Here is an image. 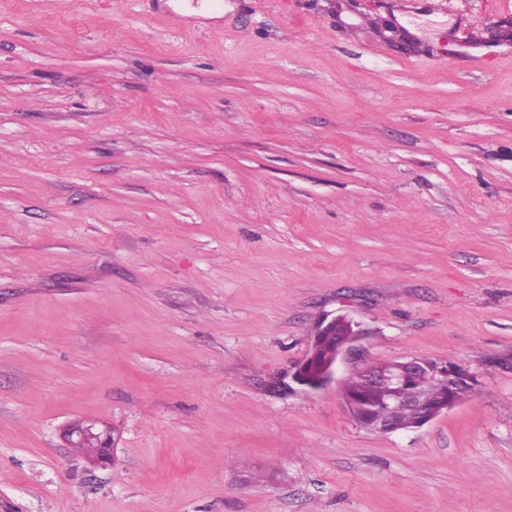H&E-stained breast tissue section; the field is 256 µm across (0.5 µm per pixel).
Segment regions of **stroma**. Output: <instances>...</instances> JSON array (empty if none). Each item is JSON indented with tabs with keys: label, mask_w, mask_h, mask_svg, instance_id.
I'll list each match as a JSON object with an SVG mask.
<instances>
[{
	"label": "stroma",
	"mask_w": 512,
	"mask_h": 512,
	"mask_svg": "<svg viewBox=\"0 0 512 512\" xmlns=\"http://www.w3.org/2000/svg\"><path fill=\"white\" fill-rule=\"evenodd\" d=\"M0 0V512H512V10ZM357 356L294 378L317 325ZM463 365L421 428L341 381ZM110 428V467L64 438ZM348 327L349 323H347L345 319H341V321L338 322L336 326V317H334L328 322H325L324 320L317 326L311 342V349L309 351V354L307 355V358L298 366L295 373V378L299 383H301L302 385L309 386L311 388H317L321 386L334 376V374L336 373V367L340 361L345 359L347 356L353 355L355 353V342L357 340V336H359V333L356 330L352 335L355 336L352 340L345 342L344 344H341L337 349L335 347L331 354V359L326 364L327 369L323 377L316 378L312 375H309L306 370V366L308 364L309 359L316 351L315 346L327 336H336L337 346V344L340 343L341 341L347 340L351 337L342 336L348 332ZM426 377L435 386L432 394L416 386ZM357 381L352 401H364L365 394L380 385L388 387L380 407L352 404L354 418L365 428L380 433H395L420 428L458 405L477 385L476 377L451 361L412 358L381 360L354 374ZM425 379L421 378L420 383Z\"/></svg>",
	"instance_id": "obj_1"
}]
</instances>
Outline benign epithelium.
Instances as JSON below:
<instances>
[{
	"mask_svg": "<svg viewBox=\"0 0 512 512\" xmlns=\"http://www.w3.org/2000/svg\"><path fill=\"white\" fill-rule=\"evenodd\" d=\"M336 335V319L321 322L314 333L310 352L328 336ZM355 353V340H350L333 350L326 364L323 377L308 374L303 361L295 373L296 380L317 388L336 373L340 361ZM445 389L442 395L433 394L417 385L420 377ZM357 381L352 401L365 400V394L380 385L388 387L386 401L379 407L353 406L352 415L365 428L380 433H395L420 428L440 414L458 405L477 385L476 377L451 361H432L412 358L407 360H381L354 374ZM67 440L73 447L92 440L98 448L90 459L94 466L105 467L112 463L114 437L107 429L99 430L94 421L76 422L67 429Z\"/></svg>",
	"mask_w": 512,
	"mask_h": 512,
	"instance_id": "1",
	"label": "benign epithelium"
}]
</instances>
